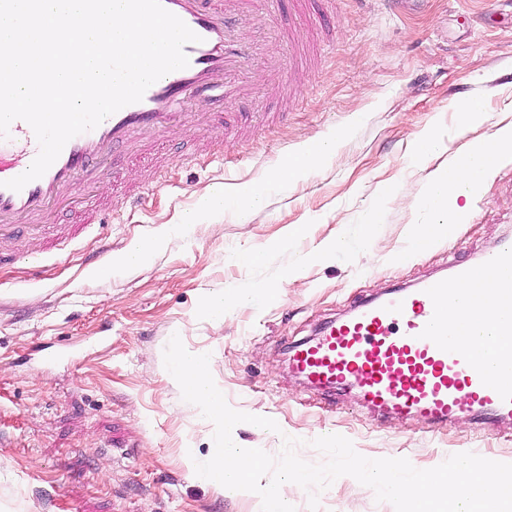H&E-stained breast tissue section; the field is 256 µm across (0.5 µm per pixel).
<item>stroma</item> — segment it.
Listing matches in <instances>:
<instances>
[{
    "label": "stroma",
    "mask_w": 512,
    "mask_h": 512,
    "mask_svg": "<svg viewBox=\"0 0 512 512\" xmlns=\"http://www.w3.org/2000/svg\"><path fill=\"white\" fill-rule=\"evenodd\" d=\"M313 25L332 50L313 55L298 81L256 64L228 117L238 137L213 134L207 152L186 136L165 138L168 165L154 181L146 163L115 149L111 161L127 182L150 183L141 204L50 253L18 235L27 260L0 267V512H260L259 497L227 498L187 475V449L206 451L211 439L164 366L175 334L209 353L230 407L278 423L266 435L235 426L243 447L276 457L288 436L300 458L320 463L312 440L338 434L365 457L405 458L422 470L461 452L512 463L510 425L463 417L429 430L361 407L353 393L310 388L288 364L294 344L362 299L474 263L512 237V158L486 182L452 244L417 253L408 237L423 218L414 202L429 175L472 138L512 124V0H335L317 23L281 0L276 13L258 8L249 33L280 58L270 32ZM472 100L483 107L474 129L461 120ZM281 101L287 121L259 128L266 104ZM339 128L346 135L322 168L270 184L263 208L226 209L167 238L146 265L118 264L130 240L177 223L211 186L266 179L304 143ZM432 128L439 150L414 160L416 136ZM374 209L380 222L366 227ZM332 239L344 251L319 256ZM263 246V265L238 262ZM293 269L297 283L281 287ZM264 286L274 295L231 310L222 329L197 313L209 291ZM293 505L394 512L371 488L342 478L320 493L317 510L301 488Z\"/></svg>",
    "instance_id": "35a3bbf8"
}]
</instances>
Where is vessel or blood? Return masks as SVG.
I'll return each mask as SVG.
<instances>
[{
  "label": "vessel or blood",
  "mask_w": 512,
  "mask_h": 512,
  "mask_svg": "<svg viewBox=\"0 0 512 512\" xmlns=\"http://www.w3.org/2000/svg\"><path fill=\"white\" fill-rule=\"evenodd\" d=\"M275 12L281 0H162L163 6L199 35L186 45L188 67L171 72L95 129L70 139L51 167L21 191L4 183L24 173L39 153L31 127L13 121L0 138V264L18 260L6 249L18 221L51 248L42 222L50 206L79 182L113 183L120 173L108 163L111 147L125 145L129 154L151 153L158 141L184 131L191 113L189 99L217 103L208 113L209 128L226 127L223 106L238 88V75L255 57L253 43L241 26L257 2ZM483 275L494 278L498 311L494 334L499 345L512 344V238L503 239L479 263L454 267L451 275L428 278L414 287L360 302L345 319L324 325L318 337L295 346L292 371L314 388L352 389L365 405L388 415H413L430 427L463 414L512 422V365L489 367L468 342L476 325L468 284ZM457 314V331L448 316Z\"/></svg>",
  "instance_id": "b4317fda"
}]
</instances>
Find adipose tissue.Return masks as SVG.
<instances>
[{
  "label": "adipose tissue",
  "instance_id": "1",
  "mask_svg": "<svg viewBox=\"0 0 512 512\" xmlns=\"http://www.w3.org/2000/svg\"><path fill=\"white\" fill-rule=\"evenodd\" d=\"M345 136L337 131L332 137L307 142L281 167L271 172L275 182L297 181L311 176L334 153L336 144ZM505 159L512 156V126L496 131L493 137L476 138L455 156L448 165L436 170L420 196L417 207L437 224L458 225L469 214V201L481 193L494 168L486 162L487 156ZM266 199V184L254 183L230 192L223 186L213 187L204 195L195 209L180 216V230H188L201 223L208 215L223 213L227 204L237 209L252 211L261 208ZM268 289L243 288L233 292L214 290L206 293L198 305V312L214 326H222L225 314L234 308L256 303L267 298Z\"/></svg>",
  "mask_w": 512,
  "mask_h": 512
}]
</instances>
